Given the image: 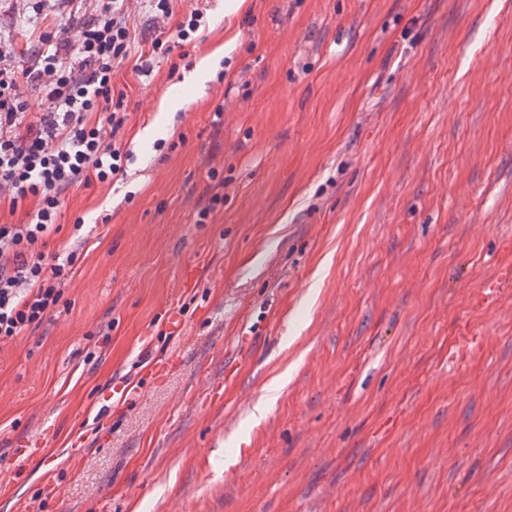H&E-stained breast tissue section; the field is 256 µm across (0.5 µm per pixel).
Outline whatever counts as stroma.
<instances>
[{"instance_id":"1","label":"stroma","mask_w":512,"mask_h":512,"mask_svg":"<svg viewBox=\"0 0 512 512\" xmlns=\"http://www.w3.org/2000/svg\"><path fill=\"white\" fill-rule=\"evenodd\" d=\"M97 8L0 0V51ZM191 8L0 350V512H512V0Z\"/></svg>"}]
</instances>
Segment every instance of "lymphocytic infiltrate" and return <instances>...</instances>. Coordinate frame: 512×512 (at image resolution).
<instances>
[{"label":"lymphocytic infiltrate","mask_w":512,"mask_h":512,"mask_svg":"<svg viewBox=\"0 0 512 512\" xmlns=\"http://www.w3.org/2000/svg\"><path fill=\"white\" fill-rule=\"evenodd\" d=\"M98 2L73 39L41 35L21 65L0 54V209L27 210L26 222L0 224V349L50 319L78 272V250L47 249L62 230L67 191L127 174L129 114L114 73L130 63L143 75L154 58L174 61L206 25L202 9L178 15L175 0H140L153 32L146 42L131 0ZM30 89L42 92V112H30Z\"/></svg>","instance_id":"1"}]
</instances>
